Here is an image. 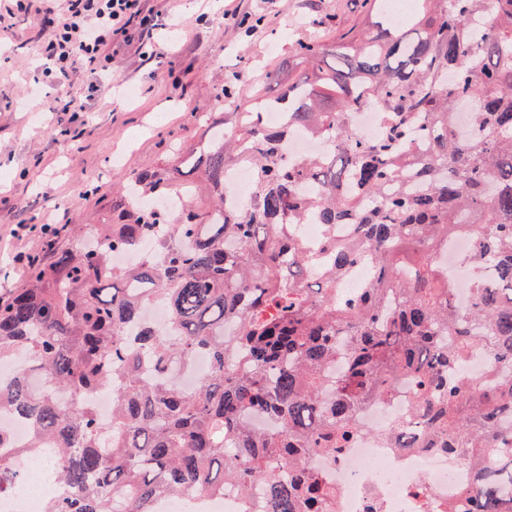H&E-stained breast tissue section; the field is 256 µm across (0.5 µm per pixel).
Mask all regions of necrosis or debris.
<instances>
[{
	"mask_svg": "<svg viewBox=\"0 0 512 512\" xmlns=\"http://www.w3.org/2000/svg\"><path fill=\"white\" fill-rule=\"evenodd\" d=\"M471 249V236L460 232L434 255L448 270V286L462 313L469 309L471 281L462 258ZM413 400L412 382L402 381L387 399L362 406L359 429L347 448L306 459L307 468L335 492L323 512H474L475 452L451 456L430 447L427 433L416 429ZM411 426L416 429L414 447H398L401 433ZM0 430L13 441L10 457L19 470L17 481L0 493V512H40L45 499L58 492L48 474L52 456L47 449L31 447L26 425L9 411H0ZM240 507V493L228 482L220 495L157 497L153 512H240Z\"/></svg>",
	"mask_w": 512,
	"mask_h": 512,
	"instance_id": "obj_1",
	"label": "necrosis or debris"
}]
</instances>
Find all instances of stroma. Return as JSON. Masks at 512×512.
Returning a JSON list of instances; mask_svg holds the SVG:
<instances>
[{
  "label": "stroma",
  "instance_id": "stroma-1",
  "mask_svg": "<svg viewBox=\"0 0 512 512\" xmlns=\"http://www.w3.org/2000/svg\"><path fill=\"white\" fill-rule=\"evenodd\" d=\"M164 58L128 51L106 77L67 82L45 77L38 53L49 35L44 13L22 15L0 33V289L28 278L15 252L40 253L35 236L13 235L18 224H109L117 221V188L129 175L175 164V146L202 148L224 116V88L241 75L245 110L284 88L266 75L309 36L328 44L360 17L357 0H150ZM263 18L255 35L232 12ZM90 93L76 120L53 112L56 98Z\"/></svg>",
  "mask_w": 512,
  "mask_h": 512
}]
</instances>
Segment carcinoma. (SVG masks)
Here are the masks:
<instances>
[{"mask_svg": "<svg viewBox=\"0 0 512 512\" xmlns=\"http://www.w3.org/2000/svg\"><path fill=\"white\" fill-rule=\"evenodd\" d=\"M394 21L386 0H366L356 26L326 48L297 41L281 101L238 112L234 135L215 127L190 171L211 200L162 204L166 167L135 174L126 224H87L67 247L49 244L25 285L0 293V410L27 421L33 448L53 450L68 492L45 512H152L161 494L222 492L247 498L263 485L266 512H316L332 491L306 466L316 450L346 447L361 404L408 378L415 409L436 447L478 448L476 512H498L512 489V0H413ZM388 119L374 141L358 139L348 115ZM281 113L274 128L263 112ZM473 124L456 132V115ZM304 131L329 138V153L287 158ZM258 172L254 196L227 206L224 172L242 153ZM327 230L319 269L296 226ZM338 224L353 225L339 241ZM468 227L465 262L494 268L474 278L471 309L454 310L448 272L432 253ZM153 252L132 267L117 251ZM369 260L372 281L345 297L338 280ZM163 301L160 336L145 310ZM233 334L224 337V326ZM484 347L511 371L464 385L469 352ZM205 354L210 371L189 392L170 373ZM345 363L330 377L326 366ZM39 374L69 391L60 405L35 391ZM112 391V421L90 398ZM261 414L273 427L257 430ZM18 478L0 454V491Z\"/></svg>", "mask_w": 512, "mask_h": 512, "instance_id": "1", "label": "carcinoma"}]
</instances>
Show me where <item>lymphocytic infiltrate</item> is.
I'll return each instance as SVG.
<instances>
[{
	"label": "lymphocytic infiltrate",
	"mask_w": 512,
	"mask_h": 512,
	"mask_svg": "<svg viewBox=\"0 0 512 512\" xmlns=\"http://www.w3.org/2000/svg\"><path fill=\"white\" fill-rule=\"evenodd\" d=\"M41 10L53 22L42 56L58 81L78 72L98 78L125 48L147 58L163 55L153 36L156 17L145 0H42Z\"/></svg>",
	"instance_id": "lymphocytic-infiltrate-1"
}]
</instances>
